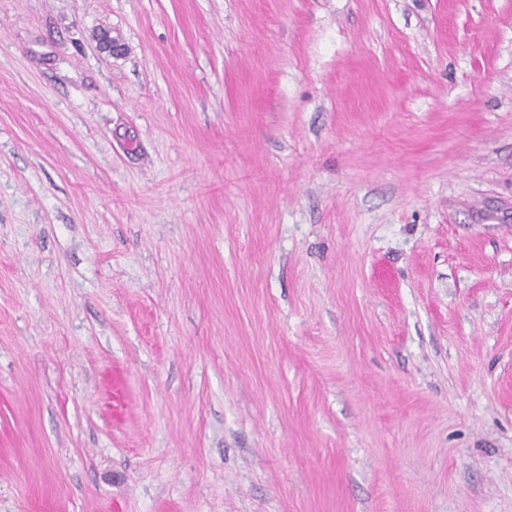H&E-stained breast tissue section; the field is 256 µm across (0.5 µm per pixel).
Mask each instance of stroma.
Returning a JSON list of instances; mask_svg holds the SVG:
<instances>
[{"instance_id":"1","label":"stroma","mask_w":512,"mask_h":512,"mask_svg":"<svg viewBox=\"0 0 512 512\" xmlns=\"http://www.w3.org/2000/svg\"><path fill=\"white\" fill-rule=\"evenodd\" d=\"M0 512H512V0H0Z\"/></svg>"}]
</instances>
